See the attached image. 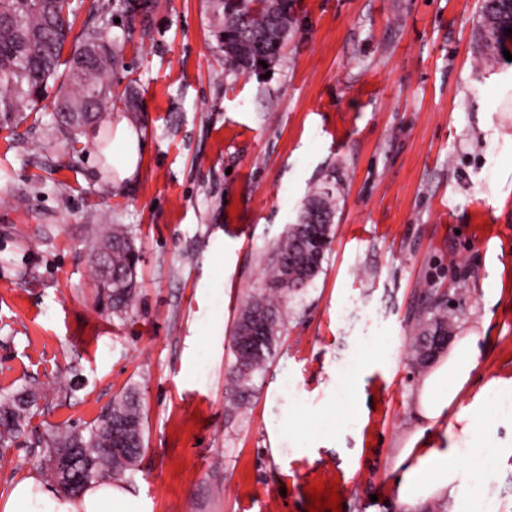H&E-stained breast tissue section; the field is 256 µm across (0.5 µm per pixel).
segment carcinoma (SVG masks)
Instances as JSON below:
<instances>
[{
  "label": "carcinoma",
  "mask_w": 512,
  "mask_h": 512,
  "mask_svg": "<svg viewBox=\"0 0 512 512\" xmlns=\"http://www.w3.org/2000/svg\"><path fill=\"white\" fill-rule=\"evenodd\" d=\"M213 48L224 58V70L241 75L254 65L259 45L273 50L276 64L292 29L275 30L271 17L291 11L288 0H206ZM155 0H108L99 5L97 20L74 32L72 6L68 0H0V121H18L23 112L40 110L48 88L57 87L55 100L63 102L56 111L59 131L71 138L93 125L102 130L100 145L109 141L110 129L104 121L112 112L114 94L105 81L108 70L117 65L118 39L107 42L99 37L111 18L121 15L127 29L139 24L142 33L150 29ZM504 21L488 30L480 26L479 54L486 60L501 49ZM67 58H62L66 45ZM336 211L334 188L323 187L305 203L298 222L288 225L268 265V286L250 297L241 309L232 331L228 371V392L237 401L255 390V375L263 372L280 340L285 298L303 291L319 274L334 238ZM100 235L90 250L95 279L102 281L99 295L111 313L119 315L132 308L137 283L124 280L138 256L129 230L121 224L99 229ZM266 318V335L254 349L240 344L242 332L256 318ZM457 313L447 302L430 298V306L418 323L411 350L414 360L423 365L433 359L430 343L446 336L454 327ZM46 399L41 388L31 384L0 393V444L7 445L24 432L39 414L40 401ZM132 426L130 443L122 450H105V435L114 423ZM144 416L139 390L129 387L115 395L107 411L84 429L50 431L37 438L41 449L40 465L48 480L58 484L62 475L49 462L68 450L76 451L89 464V482L109 480L127 482L133 478L144 452Z\"/></svg>",
  "instance_id": "1"
}]
</instances>
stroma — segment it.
Instances as JSON below:
<instances>
[{
  "label": "stroma",
  "instance_id": "stroma-1",
  "mask_svg": "<svg viewBox=\"0 0 512 512\" xmlns=\"http://www.w3.org/2000/svg\"><path fill=\"white\" fill-rule=\"evenodd\" d=\"M269 78L226 75L205 0H159L107 75L146 149L115 189L92 135L51 109L0 124V390L43 388L29 435L0 453V497L39 473L38 434L142 393L143 512H306L336 481L343 512L389 493L416 426L424 292L481 337L461 407L480 402L495 512H512V61L477 51L480 0H291ZM335 237L288 301L265 374L227 394L234 322L289 224L323 185ZM140 251L127 314H110L89 250L101 221ZM200 412L203 428L193 425Z\"/></svg>",
  "mask_w": 512,
  "mask_h": 512
}]
</instances>
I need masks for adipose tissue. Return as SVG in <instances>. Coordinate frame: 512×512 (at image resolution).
Segmentation results:
<instances>
[{"label": "adipose tissue", "mask_w": 512, "mask_h": 512, "mask_svg": "<svg viewBox=\"0 0 512 512\" xmlns=\"http://www.w3.org/2000/svg\"><path fill=\"white\" fill-rule=\"evenodd\" d=\"M112 140L103 157L93 158L92 168L108 162L116 171L112 185L122 188L141 172L145 151L142 133L128 120L112 124ZM480 353L479 338L469 333L449 346L432 364L416 391L419 431L407 438L400 454L401 470L390 484V493L401 512H417L433 498L453 495L457 463H464L479 487H486L492 473L480 439L477 411H457L468 389ZM442 434L445 445L431 447L425 431ZM0 512H141L138 501L109 481L91 483L81 494L68 496L44 486L37 476L16 481Z\"/></svg>", "instance_id": "1"}]
</instances>
